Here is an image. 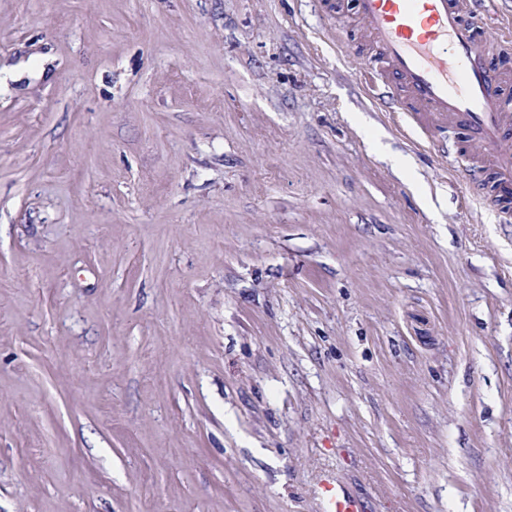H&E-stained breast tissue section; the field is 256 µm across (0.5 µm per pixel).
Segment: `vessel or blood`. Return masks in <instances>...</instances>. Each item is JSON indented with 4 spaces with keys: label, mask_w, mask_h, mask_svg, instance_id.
<instances>
[{
    "label": "vessel or blood",
    "mask_w": 512,
    "mask_h": 512,
    "mask_svg": "<svg viewBox=\"0 0 512 512\" xmlns=\"http://www.w3.org/2000/svg\"><path fill=\"white\" fill-rule=\"evenodd\" d=\"M358 10L380 51L364 76L366 86L376 88L392 72L405 90L398 111L415 113L426 127L463 123L486 156L483 200L511 214L512 153L501 143L512 129V113L481 20L467 15L465 0H358ZM320 497L321 512H363L360 500L335 481L322 482Z\"/></svg>",
    "instance_id": "1"
}]
</instances>
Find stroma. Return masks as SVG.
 I'll list each match as a JSON object with an SVG mask.
<instances>
[{
	"instance_id": "1",
	"label": "stroma",
	"mask_w": 512,
	"mask_h": 512,
	"mask_svg": "<svg viewBox=\"0 0 512 512\" xmlns=\"http://www.w3.org/2000/svg\"><path fill=\"white\" fill-rule=\"evenodd\" d=\"M377 54L356 0H0V512H512V223ZM320 497L322 512H364L360 500L345 493L332 479L321 483Z\"/></svg>"
}]
</instances>
